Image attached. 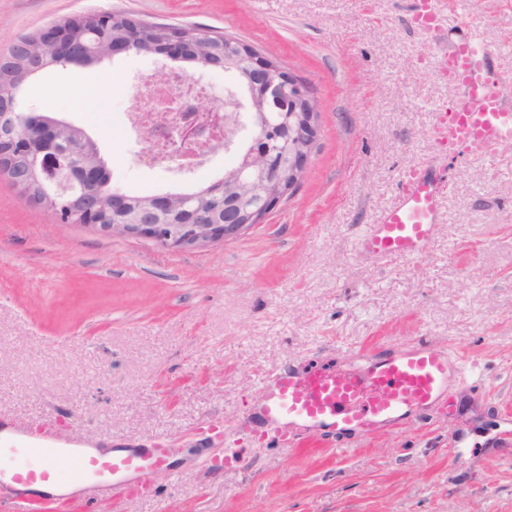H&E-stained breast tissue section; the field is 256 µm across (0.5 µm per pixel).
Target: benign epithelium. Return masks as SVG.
Segmentation results:
<instances>
[{
    "mask_svg": "<svg viewBox=\"0 0 512 512\" xmlns=\"http://www.w3.org/2000/svg\"><path fill=\"white\" fill-rule=\"evenodd\" d=\"M89 22L106 31L112 27V13L54 24L33 41L20 39L10 57L33 55L38 43L56 50L55 57L44 61L46 67L82 63L90 51L79 41L76 30ZM123 32L122 39L99 52L100 59L111 60L121 54L155 56L157 67L151 82L163 86L171 73L167 61L186 47L183 31L172 28L166 41L148 47L144 46L143 21L124 18ZM224 55L244 65L241 82L248 90L249 110H255L259 100L272 111L287 115V120L264 121L261 139L266 147L249 152L246 166L232 174L230 185H224L222 177L208 185L204 194L210 199V208L198 211L192 221L169 223L191 199L166 192L150 197L147 211L129 213L122 192L112 185L110 172L88 157V149L79 150L70 140L69 122L49 121L27 109L18 111L7 105L0 111V174L7 176L25 202L51 210L57 221L86 225L108 237L145 239L160 249L178 250L239 238L263 223L303 179L318 139L319 102L298 76L245 43L224 44ZM219 102L226 114L216 117L214 123L230 127L242 103L234 95ZM281 140L292 144L293 151L277 159L271 144Z\"/></svg>",
    "mask_w": 512,
    "mask_h": 512,
    "instance_id": "1",
    "label": "benign epithelium"
}]
</instances>
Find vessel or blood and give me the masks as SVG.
<instances>
[{
    "mask_svg": "<svg viewBox=\"0 0 512 512\" xmlns=\"http://www.w3.org/2000/svg\"><path fill=\"white\" fill-rule=\"evenodd\" d=\"M413 19L424 32L450 31L436 64L456 95L437 129L439 143L455 159L491 156L496 145L512 141V77L496 68L476 23L448 28L444 0H420ZM449 188L435 164L417 165L379 222L362 233L358 251L380 261L423 256L443 219L441 199ZM462 374L458 353L412 342L380 356L346 355L340 367L277 369L260 382L253 406L263 423L261 438L292 448L299 437L321 430L365 441L445 412ZM177 454L160 435L146 448H105L0 421V487L10 493L15 512L150 490L153 474Z\"/></svg>",
    "mask_w": 512,
    "mask_h": 512,
    "instance_id": "obj_1",
    "label": "vessel or blood"
}]
</instances>
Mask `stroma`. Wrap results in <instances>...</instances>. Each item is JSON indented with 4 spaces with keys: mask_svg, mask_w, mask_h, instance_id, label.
<instances>
[{
    "mask_svg": "<svg viewBox=\"0 0 512 512\" xmlns=\"http://www.w3.org/2000/svg\"><path fill=\"white\" fill-rule=\"evenodd\" d=\"M512 75V0H446ZM417 0H0V56L51 23L118 12L237 37L299 75L319 135L288 202L241 238L194 251L57 223L0 175V417L115 444L180 448L148 495L95 512H512V142L452 162L429 251L376 261L356 239L404 171L442 161L436 129L454 96L434 67L447 32L410 24ZM150 57L54 67L22 91L35 112L83 128L114 185L161 192L101 115L128 108L120 73ZM112 88L103 104L82 88ZM414 341L465 355L493 382L446 413L301 450L242 427L259 380Z\"/></svg>",
    "mask_w": 512,
    "mask_h": 512,
    "instance_id": "obj_1",
    "label": "stroma"
}]
</instances>
